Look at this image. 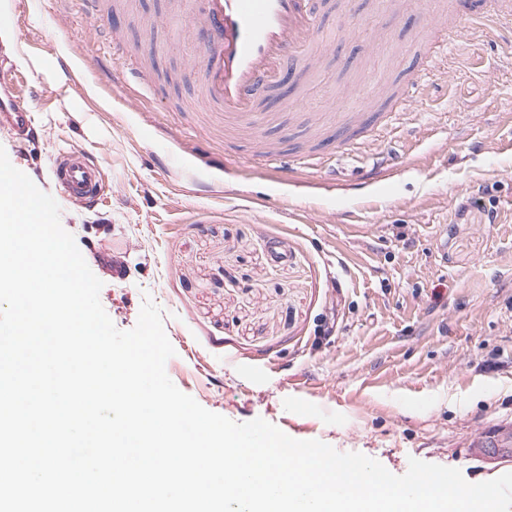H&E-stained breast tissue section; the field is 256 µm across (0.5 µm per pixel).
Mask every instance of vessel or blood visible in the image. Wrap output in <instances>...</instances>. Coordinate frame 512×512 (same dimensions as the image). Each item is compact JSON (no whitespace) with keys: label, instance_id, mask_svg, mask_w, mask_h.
<instances>
[{"label":"vessel or blood","instance_id":"b4317fda","mask_svg":"<svg viewBox=\"0 0 512 512\" xmlns=\"http://www.w3.org/2000/svg\"><path fill=\"white\" fill-rule=\"evenodd\" d=\"M422 23L418 43L420 72L429 74L448 47L449 34H460L472 12L459 13L448 25L436 9L435 0H420ZM184 31L197 41L198 104L221 113L227 125L260 129L270 113L259 111L265 94L291 78H304L315 66L323 39L313 0H186L181 14ZM416 92L415 81L400 84L384 115L391 122L408 108ZM344 135L336 137L345 148L365 137L370 127L348 113L336 115ZM0 126L13 130L20 140L36 136L37 130L23 100L0 103ZM54 171L65 198L86 205L99 202L104 183L98 165L84 152L59 154Z\"/></svg>","mask_w":512,"mask_h":512}]
</instances>
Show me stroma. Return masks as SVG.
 <instances>
[{
	"label": "stroma",
	"mask_w": 512,
	"mask_h": 512,
	"mask_svg": "<svg viewBox=\"0 0 512 512\" xmlns=\"http://www.w3.org/2000/svg\"><path fill=\"white\" fill-rule=\"evenodd\" d=\"M125 48H150V85L114 82V50L79 0H16L0 24L38 136L0 147L44 192L102 281L118 329L144 298L175 349L166 373L205 409L478 483L512 472L475 449L512 425V29H465L418 98L368 143L288 166L317 113L377 109L374 79L418 72L419 16L389 0H319L326 52L301 117L229 137L195 94L174 0H119ZM68 54L72 80L55 62ZM279 158L250 161L256 142ZM79 150L109 186L97 208L60 197L53 160Z\"/></svg>",
	"instance_id": "stroma-1"
}]
</instances>
